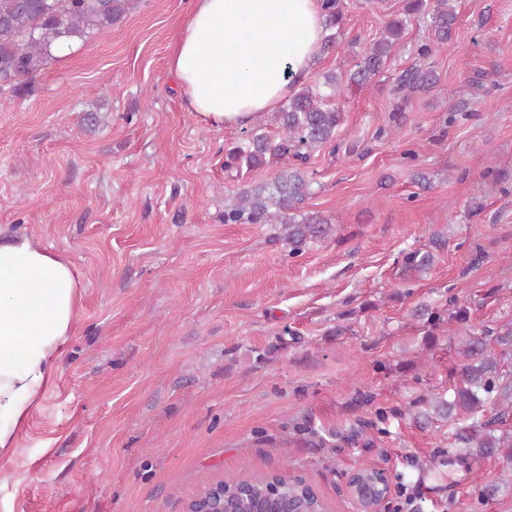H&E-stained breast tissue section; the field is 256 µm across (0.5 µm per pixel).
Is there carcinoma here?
<instances>
[{"label": "carcinoma", "instance_id": "obj_1", "mask_svg": "<svg viewBox=\"0 0 512 512\" xmlns=\"http://www.w3.org/2000/svg\"><path fill=\"white\" fill-rule=\"evenodd\" d=\"M142 0H0V87L18 92L46 68L62 46L87 42L95 33L120 23L137 10ZM453 0H435L426 9L424 0H407L405 17L386 25L351 75L364 82L382 70L390 59L411 15L427 20L434 39L418 48V63L402 71L397 90L407 96L431 92L439 77L424 60L448 47L456 13ZM326 26L338 29L343 21V0H322ZM281 133L271 138L256 127L225 150L224 171L242 176L269 162L282 167L267 182L248 183L238 203L224 210L226 224H279L288 254L298 256L308 245L328 235V220L305 212L310 181L302 165L309 153L336 140L341 112L326 97L310 87L289 96L274 112ZM429 251L415 249L403 256L404 267L424 272L432 264ZM451 319L461 327L460 353L464 362L448 394L429 393L411 404L420 424L438 420L457 421L454 448L448 460L464 457L474 461L503 458L512 461V430L504 428L512 417V320L496 332L477 335L464 305L453 308ZM215 488L224 493V512H253L252 504L275 490L304 512H327L325 500L307 480L287 471L256 474L248 478L227 477Z\"/></svg>", "mask_w": 512, "mask_h": 512}]
</instances>
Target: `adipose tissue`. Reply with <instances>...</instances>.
<instances>
[{
	"instance_id": "ef3b65f1",
	"label": "adipose tissue",
	"mask_w": 512,
	"mask_h": 512,
	"mask_svg": "<svg viewBox=\"0 0 512 512\" xmlns=\"http://www.w3.org/2000/svg\"><path fill=\"white\" fill-rule=\"evenodd\" d=\"M321 0H191L169 60L189 111L244 127L306 81L325 36ZM0 460L53 386L84 286L70 259L0 229Z\"/></svg>"
}]
</instances>
